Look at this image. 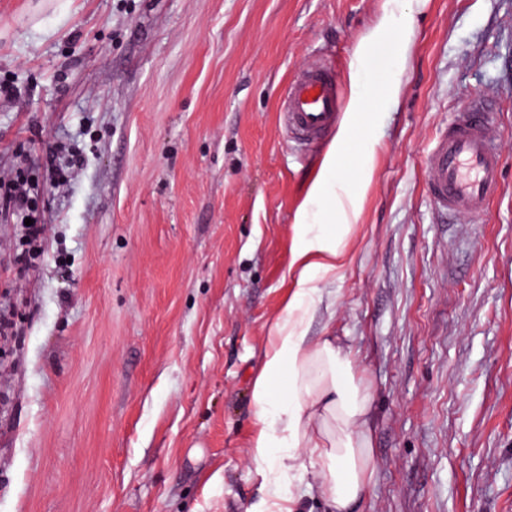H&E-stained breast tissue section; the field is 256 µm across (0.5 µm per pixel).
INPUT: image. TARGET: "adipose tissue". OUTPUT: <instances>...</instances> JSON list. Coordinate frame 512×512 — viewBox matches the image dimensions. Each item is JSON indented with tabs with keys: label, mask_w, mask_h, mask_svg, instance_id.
<instances>
[{
	"label": "adipose tissue",
	"mask_w": 512,
	"mask_h": 512,
	"mask_svg": "<svg viewBox=\"0 0 512 512\" xmlns=\"http://www.w3.org/2000/svg\"><path fill=\"white\" fill-rule=\"evenodd\" d=\"M338 151L330 149L297 214L289 267L292 293L272 322L250 399L257 427L249 457L261 480L264 512H294L295 486L330 512H350L375 477L366 415L369 392L354 360L332 337L310 333L316 315H332L337 292L315 277H335L359 196L337 190Z\"/></svg>",
	"instance_id": "adipose-tissue-1"
}]
</instances>
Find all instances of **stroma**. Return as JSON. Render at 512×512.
<instances>
[{
  "mask_svg": "<svg viewBox=\"0 0 512 512\" xmlns=\"http://www.w3.org/2000/svg\"><path fill=\"white\" fill-rule=\"evenodd\" d=\"M412 54L364 43L385 0H0V512H244L250 389L292 291L296 214L334 142L285 141L313 59L362 93L337 180L362 199L310 333L355 358L376 479L355 512H512V0H405ZM381 69L354 66L358 44ZM401 78L398 101L381 93ZM497 112L500 186L445 216L424 160L458 103ZM377 152L369 181L361 145ZM83 163L63 189L56 168ZM1 212L5 210L13 223L20 224L24 237L29 244H41L45 238L47 225L32 223L24 224L26 218H31L30 197L19 177L16 180L0 181Z\"/></svg>",
  "mask_w": 512,
  "mask_h": 512,
  "instance_id": "obj_1",
  "label": "stroma"
}]
</instances>
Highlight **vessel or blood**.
<instances>
[{
  "mask_svg": "<svg viewBox=\"0 0 512 512\" xmlns=\"http://www.w3.org/2000/svg\"><path fill=\"white\" fill-rule=\"evenodd\" d=\"M342 107L336 73L318 63L292 78L284 92L281 125L291 142L311 145L335 127ZM496 118L479 96H470L448 120L429 150L426 187L435 206L454 216L485 213L502 171L494 129Z\"/></svg>",
  "mask_w": 512,
  "mask_h": 512,
  "instance_id": "obj_1",
  "label": "vessel or blood"
}]
</instances>
